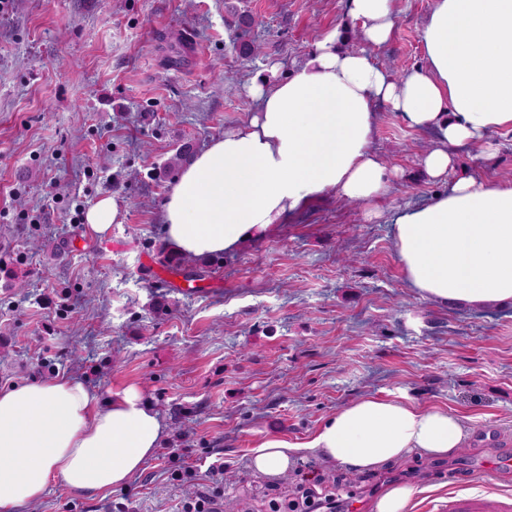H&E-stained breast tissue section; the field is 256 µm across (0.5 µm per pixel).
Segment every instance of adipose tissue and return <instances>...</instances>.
Returning <instances> with one entry per match:
<instances>
[{"label": "adipose tissue", "instance_id": "obj_1", "mask_svg": "<svg viewBox=\"0 0 512 512\" xmlns=\"http://www.w3.org/2000/svg\"><path fill=\"white\" fill-rule=\"evenodd\" d=\"M396 0H348L368 46L388 42ZM426 64L402 78L366 49H343L330 32L290 78L255 80L257 109L185 164L160 219L172 253L237 250L324 194L368 204L390 189L371 151L375 109L388 104L411 128L435 135L422 157L444 192L387 217L407 285L421 297L471 308L512 300V182L448 181L450 147L512 128V0H433L422 29ZM167 430L134 386L102 399L62 375L0 392V512L38 501L51 482L88 496L124 487ZM469 428L448 409L361 397L329 416L311 440L281 436L252 449L255 474L278 477L310 450L363 470L413 452L444 457Z\"/></svg>", "mask_w": 512, "mask_h": 512}]
</instances>
